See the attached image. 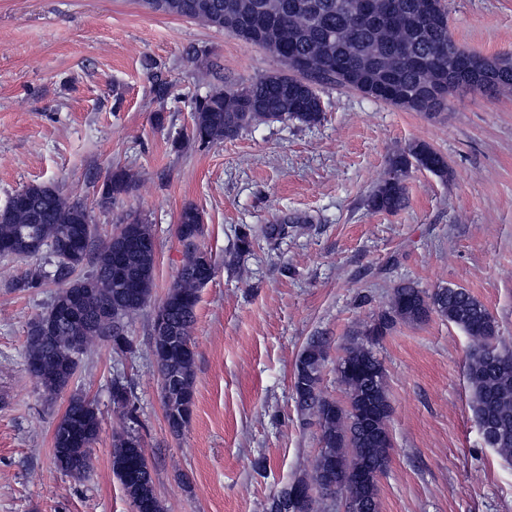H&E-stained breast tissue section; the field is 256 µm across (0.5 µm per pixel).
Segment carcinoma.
Listing matches in <instances>:
<instances>
[{
  "instance_id": "carcinoma-1",
  "label": "carcinoma",
  "mask_w": 512,
  "mask_h": 512,
  "mask_svg": "<svg viewBox=\"0 0 512 512\" xmlns=\"http://www.w3.org/2000/svg\"><path fill=\"white\" fill-rule=\"evenodd\" d=\"M357 0H144L154 12L175 15L236 34L248 27L245 42L268 50L280 59L302 55L309 61L304 74L289 70L269 74L241 89L215 87L195 101L188 140L201 146L234 138L257 123L297 121L306 126L321 122L323 87H338L367 94L378 84L397 88L393 98L378 97L391 106L424 116L448 108V98L459 89L489 96L512 92V55L487 57L460 48L451 38L448 22L425 24L423 0H391L392 21L370 23L354 14ZM388 177L368 199L374 211L397 213L406 207L405 181L414 169H423L446 181L451 170L446 159L425 143H410L388 159ZM131 177L125 170L111 171L102 185L100 205L112 204L114 195L126 190ZM141 245L126 255L124 276L116 275L113 248L128 230ZM203 235V216L194 206L182 209L177 237L186 261L155 314L164 320L160 335L151 336L150 347L158 366L161 399L171 431L188 424L194 405L196 352L191 330L196 322L203 274L212 277L215 263L204 268L206 252L197 245ZM0 258L35 257L47 252L46 264L17 278L13 287L35 288L52 283L58 291L49 309L30 325L26 359L39 370L37 387L51 399L66 389L76 374L84 351L75 350L72 336L99 339L117 353L132 350L128 319L150 301L156 243L148 225L129 218L110 238L95 237L93 218L78 198L53 184H32L0 209ZM85 276L77 271L86 264ZM142 282L132 296L124 278ZM81 311L77 321L52 330L47 325L69 302ZM433 314L464 330L472 340L467 355L470 403L478 426H489L495 451L512 462V348L498 336L489 309L461 287L433 291L404 282L393 288L391 302L372 322L352 332L336 368L345 400L324 395L321 369L330 344L328 336H312L295 363L293 391L299 409L315 421L324 453L317 459L313 479L316 496L304 503L285 502L289 487L282 488L266 512H316L318 498L336 493V483L349 493L348 512H380L378 479L389 464L391 438L388 421L392 407L386 371L366 332L387 335L398 322L421 323ZM179 385L171 384L173 375ZM112 402L128 415L134 412V395L121 380L112 382ZM101 430L94 401L74 393L67 402L53 435V458L65 456L82 478L89 471L93 444ZM133 432L113 441L112 472L129 497L134 512H164L154 485L153 468Z\"/></svg>"
}]
</instances>
